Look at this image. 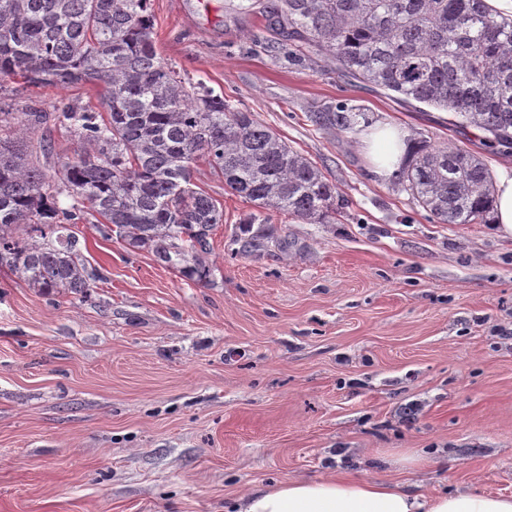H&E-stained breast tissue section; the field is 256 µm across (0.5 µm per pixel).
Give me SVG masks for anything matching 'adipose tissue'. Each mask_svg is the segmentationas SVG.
<instances>
[{
    "label": "adipose tissue",
    "instance_id": "obj_1",
    "mask_svg": "<svg viewBox=\"0 0 512 512\" xmlns=\"http://www.w3.org/2000/svg\"><path fill=\"white\" fill-rule=\"evenodd\" d=\"M405 149L388 126L372 133L362 147L370 171L381 177L392 175ZM237 512H512V495L469 489L426 495L398 482L361 480L339 472L257 489L239 500Z\"/></svg>",
    "mask_w": 512,
    "mask_h": 512
}]
</instances>
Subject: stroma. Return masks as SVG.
<instances>
[{"mask_svg": "<svg viewBox=\"0 0 512 512\" xmlns=\"http://www.w3.org/2000/svg\"><path fill=\"white\" fill-rule=\"evenodd\" d=\"M266 0H150L165 61L254 113L322 169L333 224L272 214L277 242L245 255L251 205L205 161L224 210L214 283L182 279L93 218L70 223L90 296L40 294L0 269V512H231L251 491L345 471L416 492L512 494V234L440 224L369 171L361 138L318 126L339 106L436 146L512 157L474 129L348 85L335 62L291 66L267 44ZM101 87L0 84V122L47 119V174L80 143L59 114ZM421 448V469L399 456Z\"/></svg>", "mask_w": 512, "mask_h": 512, "instance_id": "stroma-1", "label": "stroma"}]
</instances>
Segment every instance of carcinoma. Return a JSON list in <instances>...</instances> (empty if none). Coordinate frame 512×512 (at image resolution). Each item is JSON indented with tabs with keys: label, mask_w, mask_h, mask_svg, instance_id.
Listing matches in <instances>:
<instances>
[{
	"label": "carcinoma",
	"mask_w": 512,
	"mask_h": 512,
	"mask_svg": "<svg viewBox=\"0 0 512 512\" xmlns=\"http://www.w3.org/2000/svg\"><path fill=\"white\" fill-rule=\"evenodd\" d=\"M148 0H0V79L35 86L94 83L102 110L67 108L62 117L90 146L62 163L58 179L73 200L66 219L99 216L133 250L146 249L186 279L211 282L207 261L224 211L191 182L202 159L224 190L253 206L238 223L241 251L273 238L268 211L333 224L335 186L305 155L250 112L186 80L158 53ZM267 27L287 38L288 63L303 49L325 53L354 84L444 111L482 133L484 146L512 157V20L483 0H275ZM20 112L22 136L42 123ZM361 108L321 112L316 122L353 134ZM398 184L440 224L493 223L492 176L464 148L411 142ZM45 171L0 138V268L41 293L90 294L85 265L65 224L26 242L17 229L55 219Z\"/></svg>",
	"instance_id": "cac0c4a2"
}]
</instances>
